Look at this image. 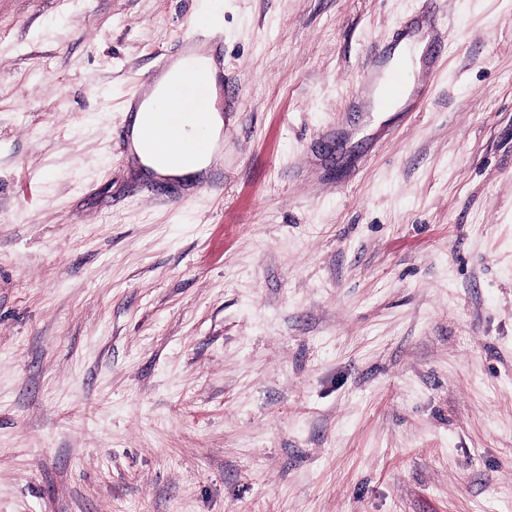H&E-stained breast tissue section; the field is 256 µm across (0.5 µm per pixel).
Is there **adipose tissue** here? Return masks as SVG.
<instances>
[{"label":"adipose tissue","mask_w":512,"mask_h":512,"mask_svg":"<svg viewBox=\"0 0 512 512\" xmlns=\"http://www.w3.org/2000/svg\"><path fill=\"white\" fill-rule=\"evenodd\" d=\"M224 119L220 113H206L202 124L178 132L180 151H162L167 132L154 113L136 114L130 129V159L145 173L181 184H192L205 177L223 159L221 138Z\"/></svg>","instance_id":"ef3b65f1"}]
</instances>
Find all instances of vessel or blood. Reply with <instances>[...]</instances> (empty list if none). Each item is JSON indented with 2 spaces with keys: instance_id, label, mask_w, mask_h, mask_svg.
Instances as JSON below:
<instances>
[{
  "instance_id": "b4317fda",
  "label": "vessel or blood",
  "mask_w": 512,
  "mask_h": 512,
  "mask_svg": "<svg viewBox=\"0 0 512 512\" xmlns=\"http://www.w3.org/2000/svg\"><path fill=\"white\" fill-rule=\"evenodd\" d=\"M210 38L206 24H199L195 35L179 38L173 50L159 56L157 69L171 76L168 93L162 102L171 129L188 126L197 113L209 108L199 77L207 67L205 52ZM405 80L403 70L385 68L381 56L377 55L364 75L362 87L373 90L379 106L385 109L405 97Z\"/></svg>"
}]
</instances>
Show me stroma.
<instances>
[{"instance_id":"stroma-1","label":"stroma","mask_w":512,"mask_h":512,"mask_svg":"<svg viewBox=\"0 0 512 512\" xmlns=\"http://www.w3.org/2000/svg\"><path fill=\"white\" fill-rule=\"evenodd\" d=\"M202 18L218 196L117 137ZM0 512H512V0H0ZM411 46L414 47L416 62L419 65L420 59L422 57L423 50H424V42H420L418 40V36H413L411 38L404 40L400 44L399 48L396 51H394V55L390 62V67L394 66L395 64L399 68L400 67L403 68L405 66H411V64H412L411 56H410V47ZM406 73L401 69H385L381 53L375 55L367 69L362 85L361 93L372 89L378 99L381 108H389L396 101L401 100L407 93L405 85ZM376 97L373 100L371 112H394L397 103L388 110H382L377 106Z\"/></svg>"}]
</instances>
